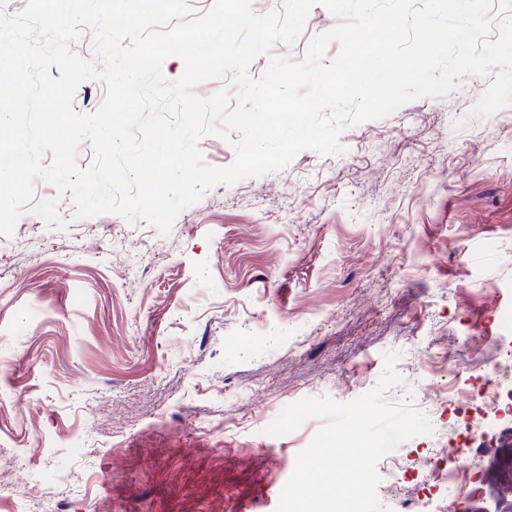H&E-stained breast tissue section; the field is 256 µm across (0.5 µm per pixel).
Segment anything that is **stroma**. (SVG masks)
I'll use <instances>...</instances> for the list:
<instances>
[{
  "instance_id": "stroma-1",
  "label": "stroma",
  "mask_w": 512,
  "mask_h": 512,
  "mask_svg": "<svg viewBox=\"0 0 512 512\" xmlns=\"http://www.w3.org/2000/svg\"><path fill=\"white\" fill-rule=\"evenodd\" d=\"M342 22L313 5L249 76ZM492 80L216 185L165 235L35 181L65 226L27 206L0 235V512H275L325 424L267 435L286 406L357 398L420 336L478 369L460 337H512V106L471 113Z\"/></svg>"
}]
</instances>
